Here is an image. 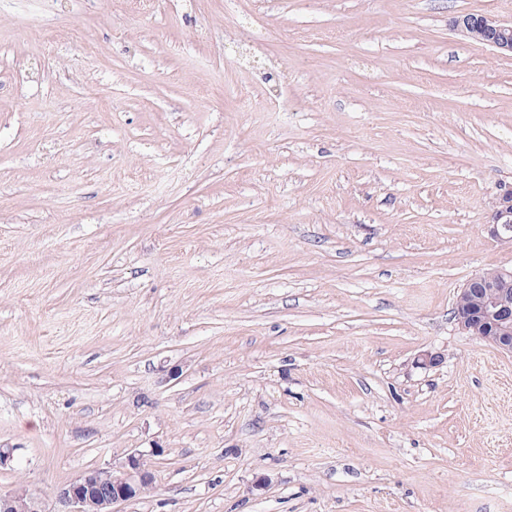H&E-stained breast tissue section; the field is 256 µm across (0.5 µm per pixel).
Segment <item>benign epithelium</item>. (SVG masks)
Instances as JSON below:
<instances>
[{"label": "benign epithelium", "instance_id": "benign-epithelium-1", "mask_svg": "<svg viewBox=\"0 0 512 512\" xmlns=\"http://www.w3.org/2000/svg\"><path fill=\"white\" fill-rule=\"evenodd\" d=\"M464 36L499 52L512 53V24L491 16L468 14L453 21ZM490 233L512 242V190L503 194L493 213ZM455 318L460 328L497 349L512 352V271L486 281L473 277L460 290L455 303ZM161 452L135 450L117 465L96 467L60 486L56 500L62 512H119L116 506L137 500L145 487L154 482L149 457ZM100 486L112 488V497L95 495ZM0 512H45L41 500L24 488L0 494Z\"/></svg>", "mask_w": 512, "mask_h": 512}]
</instances>
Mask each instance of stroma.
Returning a JSON list of instances; mask_svg holds the SVG:
<instances>
[{
    "label": "stroma",
    "instance_id": "1",
    "mask_svg": "<svg viewBox=\"0 0 512 512\" xmlns=\"http://www.w3.org/2000/svg\"><path fill=\"white\" fill-rule=\"evenodd\" d=\"M512 0H6L0 493L55 512H512ZM436 357L423 367L422 355ZM464 36L499 52L512 53V24L491 16L468 14L453 21ZM490 233L504 241L512 242V190L503 194L493 213V222L489 224ZM454 316L460 328L497 349L512 352V271L492 281L473 277L460 290ZM160 448L149 453L135 450L118 465L96 467L60 486L56 492L62 512H120L116 506L137 500L147 486H152L154 474L149 457L158 455ZM100 486L112 488V497L101 499L95 495Z\"/></svg>",
    "mask_w": 512,
    "mask_h": 512
}]
</instances>
